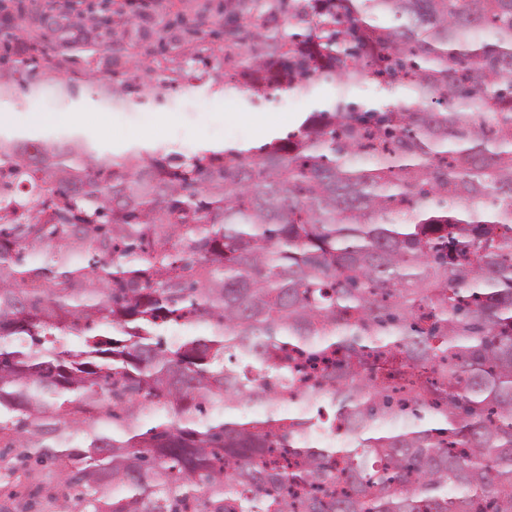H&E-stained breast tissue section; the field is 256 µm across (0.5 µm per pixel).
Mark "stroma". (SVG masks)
I'll use <instances>...</instances> for the list:
<instances>
[{
  "mask_svg": "<svg viewBox=\"0 0 512 512\" xmlns=\"http://www.w3.org/2000/svg\"><path fill=\"white\" fill-rule=\"evenodd\" d=\"M337 94V85L320 81L311 95L299 97L285 108L247 105L236 95H210L193 89L192 104L173 94L154 112H114L101 106L92 92H85L72 106L57 109L55 121L39 126L40 109H14L0 105V128L27 133L40 127L42 135L74 131L108 148L120 151L132 145L159 144L179 152L211 145L258 146V123H266L283 137L297 131L305 118Z\"/></svg>",
  "mask_w": 512,
  "mask_h": 512,
  "instance_id": "obj_1",
  "label": "stroma"
}]
</instances>
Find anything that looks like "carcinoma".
Returning a JSON list of instances; mask_svg holds the SVG:
<instances>
[{"instance_id": "obj_1", "label": "carcinoma", "mask_w": 512, "mask_h": 512, "mask_svg": "<svg viewBox=\"0 0 512 512\" xmlns=\"http://www.w3.org/2000/svg\"><path fill=\"white\" fill-rule=\"evenodd\" d=\"M21 4L0 103L134 109L167 51L391 100L191 155L0 131V512H512V0ZM350 100L367 106H379L388 102L389 97L371 81H365L348 92Z\"/></svg>"}]
</instances>
